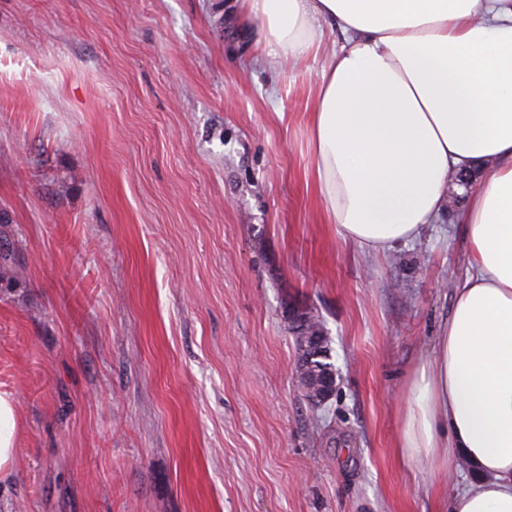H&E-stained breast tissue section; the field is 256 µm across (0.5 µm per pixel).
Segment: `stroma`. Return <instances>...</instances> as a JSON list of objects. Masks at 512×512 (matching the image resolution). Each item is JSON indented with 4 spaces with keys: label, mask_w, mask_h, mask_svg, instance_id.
Returning <instances> with one entry per match:
<instances>
[{
    "label": "stroma",
    "mask_w": 512,
    "mask_h": 512,
    "mask_svg": "<svg viewBox=\"0 0 512 512\" xmlns=\"http://www.w3.org/2000/svg\"><path fill=\"white\" fill-rule=\"evenodd\" d=\"M256 37L233 0H0V512H440L397 438L465 227L342 240L312 180L320 64ZM292 307L332 340L324 427ZM16 448V413L12 396L0 392V475L10 470Z\"/></svg>",
    "instance_id": "35a3bbf8"
}]
</instances>
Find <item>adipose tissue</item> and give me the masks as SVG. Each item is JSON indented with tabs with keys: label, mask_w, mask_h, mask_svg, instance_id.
<instances>
[{
	"label": "adipose tissue",
	"mask_w": 512,
	"mask_h": 512,
	"mask_svg": "<svg viewBox=\"0 0 512 512\" xmlns=\"http://www.w3.org/2000/svg\"><path fill=\"white\" fill-rule=\"evenodd\" d=\"M276 66L343 42L309 119L312 178L343 240H418L451 176L489 163L459 221L468 273L404 386L397 446L415 471L468 463L448 512H512V0H238Z\"/></svg>",
	"instance_id": "obj_1"
}]
</instances>
